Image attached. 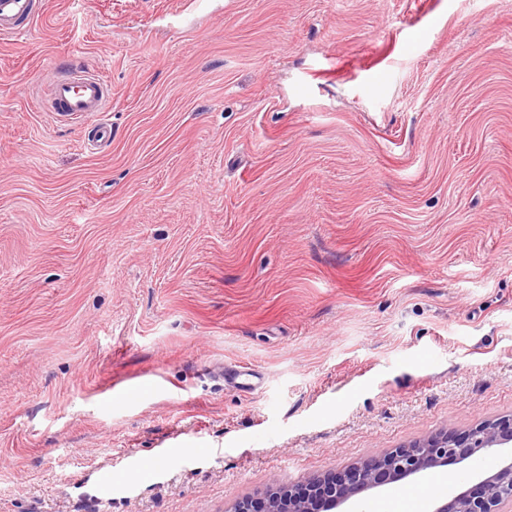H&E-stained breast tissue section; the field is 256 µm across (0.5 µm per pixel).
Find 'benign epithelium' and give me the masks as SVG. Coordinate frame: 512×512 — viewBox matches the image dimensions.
Returning a JSON list of instances; mask_svg holds the SVG:
<instances>
[{"mask_svg": "<svg viewBox=\"0 0 512 512\" xmlns=\"http://www.w3.org/2000/svg\"><path fill=\"white\" fill-rule=\"evenodd\" d=\"M512 447V415L483 422L463 433H441L382 456L365 459L341 471L307 477L290 486L246 498L234 512H320L352 503L368 490L400 478H420L448 460L462 462L486 451ZM512 504V461H493L491 470L471 491L438 500L432 512H504Z\"/></svg>", "mask_w": 512, "mask_h": 512, "instance_id": "obj_1", "label": "benign epithelium"}]
</instances>
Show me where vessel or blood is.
I'll list each match as a JSON object with an SVG mask.
<instances>
[{"label": "vessel or blood", "mask_w": 512, "mask_h": 512, "mask_svg": "<svg viewBox=\"0 0 512 512\" xmlns=\"http://www.w3.org/2000/svg\"><path fill=\"white\" fill-rule=\"evenodd\" d=\"M43 12L42 0H0V37H14ZM61 73L51 85L48 111L64 117L93 116L108 109L109 90L98 73L88 70L83 61L65 60ZM225 384L233 389L256 391L262 379L252 369L241 366L224 374Z\"/></svg>", "instance_id": "b4317fda"}]
</instances>
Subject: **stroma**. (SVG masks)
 Wrapping results in <instances>:
<instances>
[{
	"label": "stroma",
	"instance_id": "1",
	"mask_svg": "<svg viewBox=\"0 0 512 512\" xmlns=\"http://www.w3.org/2000/svg\"><path fill=\"white\" fill-rule=\"evenodd\" d=\"M71 57L108 112L41 111ZM509 415L512 0H46L0 40V512H232ZM224 383L232 389L256 391L262 387V378L249 367L239 366L224 372Z\"/></svg>",
	"mask_w": 512,
	"mask_h": 512
}]
</instances>
